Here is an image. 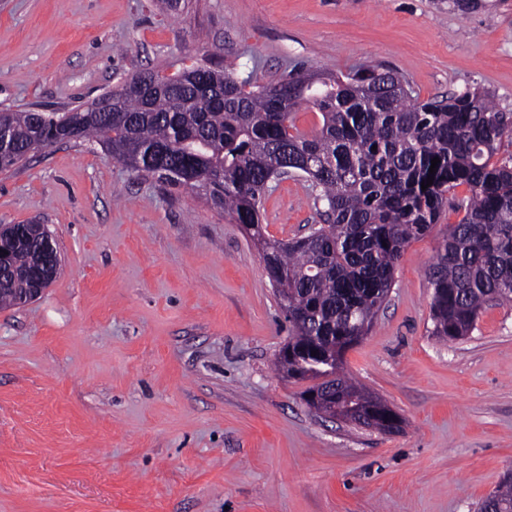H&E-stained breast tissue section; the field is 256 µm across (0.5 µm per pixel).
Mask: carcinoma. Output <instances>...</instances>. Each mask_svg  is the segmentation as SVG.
Segmentation results:
<instances>
[{
  "label": "carcinoma",
  "mask_w": 512,
  "mask_h": 512,
  "mask_svg": "<svg viewBox=\"0 0 512 512\" xmlns=\"http://www.w3.org/2000/svg\"><path fill=\"white\" fill-rule=\"evenodd\" d=\"M177 76L147 72L125 81L112 91L110 112L1 110L8 140L0 171L63 130L68 141L96 142L130 170L229 215L260 246L291 324L292 350L279 367L318 380L303 392L306 404L316 391L325 410L351 405L350 420L392 432L387 424L400 416L386 417L392 408L343 374L344 355L359 344L355 337L368 335L406 247L438 223L460 185L469 189L455 205L464 215L449 226L430 272L431 334L462 339L484 306L512 304V163L492 162L512 134V113L478 91L414 100L379 65L314 84L298 73L255 89L203 67ZM304 102L322 118L311 133L292 119ZM430 175L433 184L421 189ZM288 176L310 182L322 223L291 241L270 239L263 201ZM44 235L39 224L20 226L21 245L0 272L1 307L17 305L45 271ZM314 349L322 359L308 360ZM481 512H512L511 472Z\"/></svg>",
  "instance_id": "1"
}]
</instances>
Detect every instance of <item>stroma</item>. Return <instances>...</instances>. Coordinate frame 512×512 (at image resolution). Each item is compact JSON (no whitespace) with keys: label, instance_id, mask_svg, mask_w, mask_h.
<instances>
[{"label":"stroma","instance_id":"1","mask_svg":"<svg viewBox=\"0 0 512 512\" xmlns=\"http://www.w3.org/2000/svg\"><path fill=\"white\" fill-rule=\"evenodd\" d=\"M380 64L425 101L512 112V0H0V108L61 112L141 72L263 86ZM308 182L266 195L267 236L319 223ZM459 212L406 248L346 376L402 419L315 413L275 365L290 326L229 216L57 144L0 172V224L46 225L56 280L0 307V512H477L512 471V305L432 336L429 272Z\"/></svg>","mask_w":512,"mask_h":512}]
</instances>
